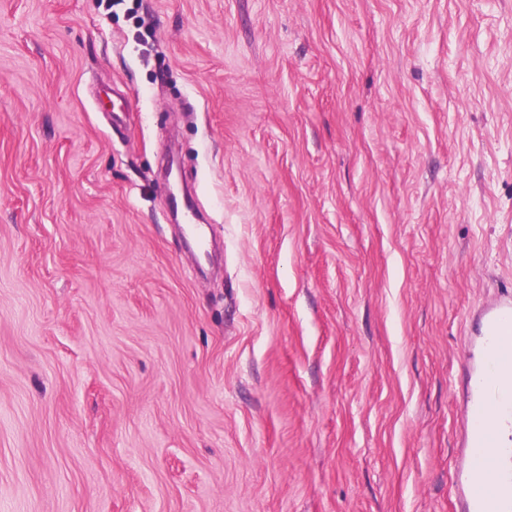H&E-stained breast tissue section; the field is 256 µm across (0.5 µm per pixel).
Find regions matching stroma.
Here are the masks:
<instances>
[{"instance_id": "obj_1", "label": "stroma", "mask_w": 512, "mask_h": 512, "mask_svg": "<svg viewBox=\"0 0 512 512\" xmlns=\"http://www.w3.org/2000/svg\"><path fill=\"white\" fill-rule=\"evenodd\" d=\"M511 295L512 0H0V512H454Z\"/></svg>"}]
</instances>
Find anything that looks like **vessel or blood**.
<instances>
[{
	"label": "vessel or blood",
	"instance_id": "1",
	"mask_svg": "<svg viewBox=\"0 0 512 512\" xmlns=\"http://www.w3.org/2000/svg\"><path fill=\"white\" fill-rule=\"evenodd\" d=\"M481 358L462 385V443L467 465L457 477L458 512H512V298L482 313Z\"/></svg>",
	"mask_w": 512,
	"mask_h": 512
}]
</instances>
